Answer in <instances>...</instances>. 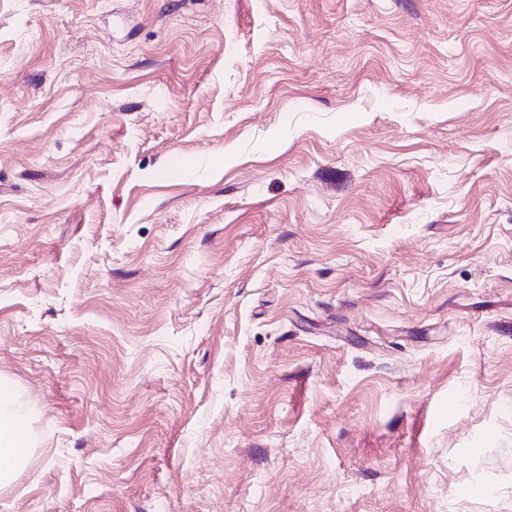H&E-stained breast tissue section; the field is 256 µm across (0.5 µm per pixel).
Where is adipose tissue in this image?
<instances>
[{
    "mask_svg": "<svg viewBox=\"0 0 512 512\" xmlns=\"http://www.w3.org/2000/svg\"><path fill=\"white\" fill-rule=\"evenodd\" d=\"M29 413L18 401L0 397V486L12 481L27 461L31 444L28 437Z\"/></svg>",
    "mask_w": 512,
    "mask_h": 512,
    "instance_id": "obj_1",
    "label": "adipose tissue"
}]
</instances>
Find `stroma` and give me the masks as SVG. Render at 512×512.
<instances>
[{"label":"stroma","mask_w":512,"mask_h":512,"mask_svg":"<svg viewBox=\"0 0 512 512\" xmlns=\"http://www.w3.org/2000/svg\"><path fill=\"white\" fill-rule=\"evenodd\" d=\"M0 512H512V0H0ZM29 413L18 401L0 397V486L12 481L27 461L31 444L28 437Z\"/></svg>","instance_id":"35a3bbf8"}]
</instances>
